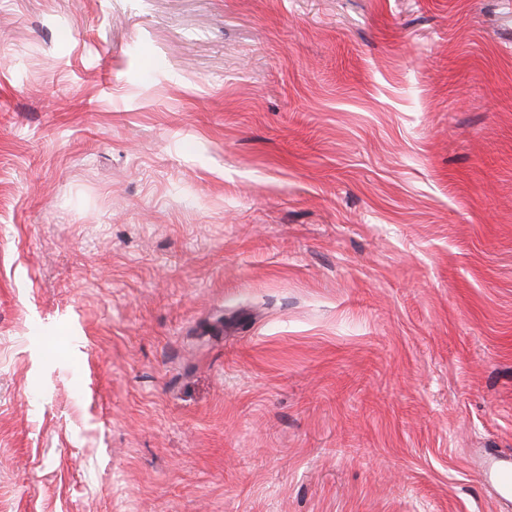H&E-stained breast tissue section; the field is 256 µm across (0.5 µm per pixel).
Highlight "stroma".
Wrapping results in <instances>:
<instances>
[{
  "instance_id": "1",
  "label": "stroma",
  "mask_w": 512,
  "mask_h": 512,
  "mask_svg": "<svg viewBox=\"0 0 512 512\" xmlns=\"http://www.w3.org/2000/svg\"><path fill=\"white\" fill-rule=\"evenodd\" d=\"M512 0H0V512H512ZM487 477L492 480L501 492L512 491V457L495 459L486 466Z\"/></svg>"
}]
</instances>
